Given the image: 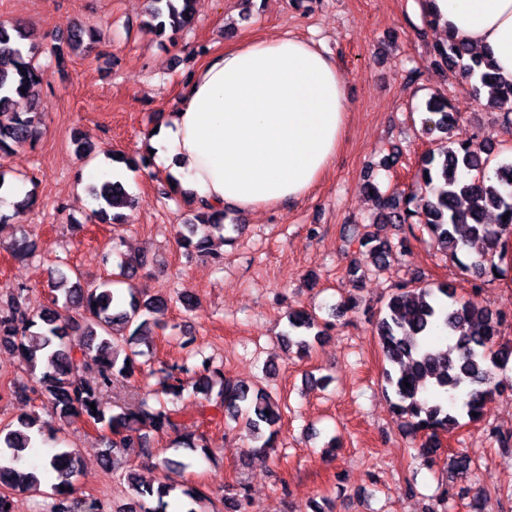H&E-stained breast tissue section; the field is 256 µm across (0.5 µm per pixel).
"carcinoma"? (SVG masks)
<instances>
[{"instance_id":"obj_1","label":"carcinoma","mask_w":512,"mask_h":512,"mask_svg":"<svg viewBox=\"0 0 512 512\" xmlns=\"http://www.w3.org/2000/svg\"><path fill=\"white\" fill-rule=\"evenodd\" d=\"M148 2L144 26L160 37H173L190 27L200 4V0ZM30 37L23 23L0 24V154L34 142L41 125L35 110L13 109L15 98L31 93L45 76L38 62L40 46L30 42ZM101 42L96 28L80 27L65 44L52 48L56 66L64 63L65 51L88 50ZM431 62L475 78V93L501 111L505 124L512 125V79L497 72L487 58L472 54L469 44L450 34L433 46ZM426 111L430 113L423 119L427 134L437 131L446 135L460 120L440 94L429 99ZM494 160L491 149L474 136L457 141L454 147L446 145L428 152L410 192L382 193L373 184L370 188L389 223L408 225L415 239L420 232L428 234L454 258L472 241H482L481 251L463 265V270L472 278H494L502 274L501 264L512 249V163H497L492 180L486 170ZM90 193L97 205L93 217L107 224L124 223L127 215L120 209L131 207L134 199L122 182L105 179L91 186ZM491 210L497 212L496 224L484 222V215ZM223 221L224 212L198 207L194 222L183 225V245L198 253L209 252L211 239L196 237V224H207L222 235ZM361 246L362 256L377 268L387 266L394 248H406L403 240L397 246L372 233L363 238ZM35 250V240L25 234L10 245L11 255L18 260ZM144 264L141 258H128L113 278L91 283L55 271L48 280L50 305L39 310L27 305L26 288H17L7 302L6 314H0V348L17 354L27 371H38L41 376L35 386L15 384L12 393L50 404L62 423L85 419L112 448L144 449L150 447L151 432L179 430L181 409L177 401L190 384L204 399L199 409L201 418H207V410L212 409L234 421L240 419L253 450L263 453L274 447L273 427L280 413L271 394L250 389L207 359L202 363L204 374L191 383L182 378L189 372L183 365L163 364L151 370L149 375L158 376L155 402L151 404L144 397L135 412H115L103 405L101 393L112 384V376H132L139 369L138 358L146 352L134 346L146 342L151 327L157 324L152 315L168 306V299L161 295L146 298L135 288H118ZM478 290L479 286H474L465 297L447 283L419 285L411 280L395 288L376 318L375 331L389 363L383 372L385 390L394 396L392 408L402 428L420 440L418 455L429 464L435 463L441 436L462 427L463 419L478 422L489 396L512 390L507 379L495 376V370L507 368L512 361V343L502 341L504 319L480 304ZM60 306L78 309L81 314L64 318L58 311ZM326 329L316 312L297 310L288 315L283 340L288 348L305 354ZM88 371L97 375L93 384L84 378ZM41 433L36 413L0 427L1 489L40 491V469L26 468L21 461ZM50 439L56 449L49 464L63 481L53 486L49 512H102L97 499L74 496L75 453L68 450L66 440L54 435ZM173 445L207 451L202 433L180 435ZM126 484L130 502L119 512H167V498L178 494L196 503L206 498L197 487L168 481L155 486L142 483L133 471L127 473ZM224 508L225 512H251L252 503L248 494L239 491L224 497Z\"/></svg>"}]
</instances>
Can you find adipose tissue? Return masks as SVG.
Returning <instances> with one entry per match:
<instances>
[{
    "label": "adipose tissue",
    "mask_w": 512,
    "mask_h": 512,
    "mask_svg": "<svg viewBox=\"0 0 512 512\" xmlns=\"http://www.w3.org/2000/svg\"><path fill=\"white\" fill-rule=\"evenodd\" d=\"M420 9L512 76V0H422ZM350 100L335 61L291 34L208 53L171 117L149 133L157 167L212 209L306 198L333 163Z\"/></svg>",
    "instance_id": "ef3b65f1"
}]
</instances>
